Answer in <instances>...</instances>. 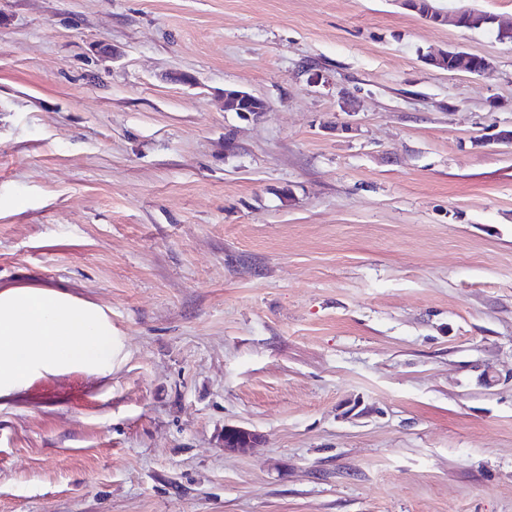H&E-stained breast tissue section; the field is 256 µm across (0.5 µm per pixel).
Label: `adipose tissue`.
Here are the masks:
<instances>
[{"label":"adipose tissue","instance_id":"adipose-tissue-1","mask_svg":"<svg viewBox=\"0 0 512 512\" xmlns=\"http://www.w3.org/2000/svg\"><path fill=\"white\" fill-rule=\"evenodd\" d=\"M114 355L102 308L45 288L0 292V395L42 371H109Z\"/></svg>","mask_w":512,"mask_h":512}]
</instances>
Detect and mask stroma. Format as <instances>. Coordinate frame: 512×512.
Returning <instances> with one entry per match:
<instances>
[{"instance_id": "obj_1", "label": "stroma", "mask_w": 512, "mask_h": 512, "mask_svg": "<svg viewBox=\"0 0 512 512\" xmlns=\"http://www.w3.org/2000/svg\"><path fill=\"white\" fill-rule=\"evenodd\" d=\"M509 130L401 0H0V291L121 343L0 396V512H512ZM259 100L262 99L246 91L228 89L224 92V108L227 111L239 112L246 118H257L263 113L265 107L262 102L263 100L258 105L250 107V112L246 110L249 104ZM266 110L265 107V112ZM256 435L243 427L224 428V447L229 450L245 451L253 447Z\"/></svg>"}]
</instances>
